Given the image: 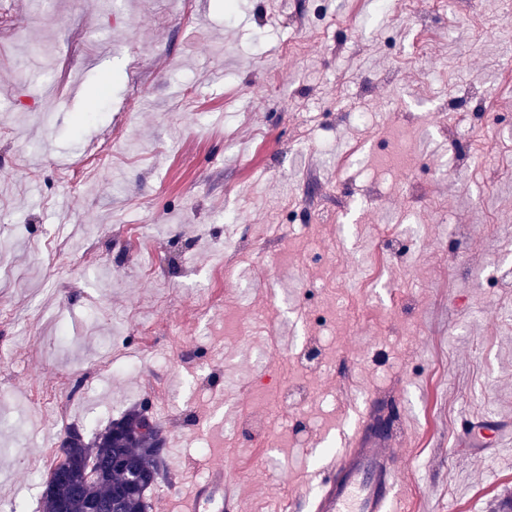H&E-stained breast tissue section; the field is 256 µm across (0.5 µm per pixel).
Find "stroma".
<instances>
[{
    "instance_id": "35a3bbf8",
    "label": "stroma",
    "mask_w": 512,
    "mask_h": 512,
    "mask_svg": "<svg viewBox=\"0 0 512 512\" xmlns=\"http://www.w3.org/2000/svg\"><path fill=\"white\" fill-rule=\"evenodd\" d=\"M511 73L512 0H0V512H41L66 427L154 398L183 451L152 512H183L185 467L228 469L222 512H285L374 391L405 410L398 512H512V455L452 457L464 419L512 421ZM107 346L138 368L103 373ZM284 376L319 416L301 444ZM83 388L64 427L31 402Z\"/></svg>"
}]
</instances>
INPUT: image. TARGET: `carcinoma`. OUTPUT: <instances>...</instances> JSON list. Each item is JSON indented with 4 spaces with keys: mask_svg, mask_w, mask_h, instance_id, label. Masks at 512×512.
<instances>
[{
    "mask_svg": "<svg viewBox=\"0 0 512 512\" xmlns=\"http://www.w3.org/2000/svg\"><path fill=\"white\" fill-rule=\"evenodd\" d=\"M145 407L134 406L104 429L86 438L70 427L51 471L50 495H42V512H86L95 501L103 512H150L148 493L157 483L168 449L163 427L145 433Z\"/></svg>",
    "mask_w": 512,
    "mask_h": 512,
    "instance_id": "carcinoma-1",
    "label": "carcinoma"
}]
</instances>
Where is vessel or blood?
<instances>
[{"instance_id": "b4317fda", "label": "vessel or blood", "mask_w": 512, "mask_h": 512, "mask_svg": "<svg viewBox=\"0 0 512 512\" xmlns=\"http://www.w3.org/2000/svg\"><path fill=\"white\" fill-rule=\"evenodd\" d=\"M368 418V412H361L340 451L321 465L313 512H393L404 428L396 419L372 424ZM460 439L465 448L507 450L512 448V423L472 416L462 425Z\"/></svg>"}]
</instances>
